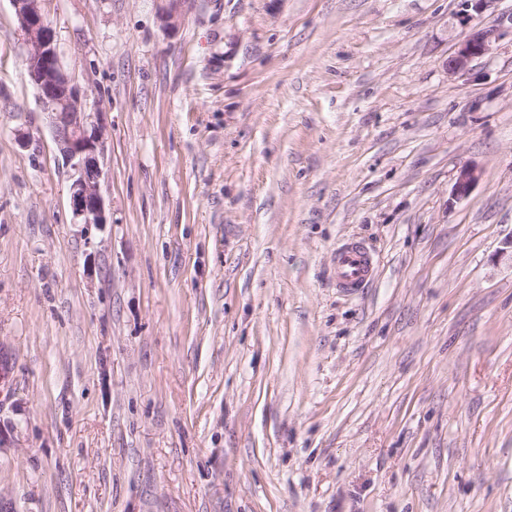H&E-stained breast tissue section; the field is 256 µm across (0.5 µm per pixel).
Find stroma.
Instances as JSON below:
<instances>
[{
	"label": "stroma",
	"instance_id": "35a3bbf8",
	"mask_svg": "<svg viewBox=\"0 0 512 512\" xmlns=\"http://www.w3.org/2000/svg\"><path fill=\"white\" fill-rule=\"evenodd\" d=\"M163 7L42 2L88 228L0 0V512H512V0ZM25 35V63L48 115L58 150L74 171L70 186L72 214L78 224H106L105 203L99 192L102 131L97 112L64 73L56 32L47 21L42 0H11ZM493 38L492 30L472 32L448 58V72L452 75L465 74L475 58L483 56L489 51ZM479 169L472 164L462 165L456 174L453 195L456 199L466 198L480 179ZM336 288L354 293L374 279L376 271L370 250L360 242H344L332 258Z\"/></svg>",
	"mask_w": 512,
	"mask_h": 512
}]
</instances>
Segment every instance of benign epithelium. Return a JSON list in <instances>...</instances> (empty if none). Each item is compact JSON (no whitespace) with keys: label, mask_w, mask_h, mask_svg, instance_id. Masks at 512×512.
<instances>
[{"label":"benign epithelium","mask_w":512,"mask_h":512,"mask_svg":"<svg viewBox=\"0 0 512 512\" xmlns=\"http://www.w3.org/2000/svg\"><path fill=\"white\" fill-rule=\"evenodd\" d=\"M42 0H12L18 23L25 35V63L48 115L58 150L73 170L70 186L72 214L79 224L106 223L105 203L99 192L102 131L98 113L88 111L86 98L64 73L58 54L56 32L47 21ZM167 26L188 7L191 0H166ZM491 30L472 32L448 58V72L465 74L471 62L491 47ZM480 179L479 169L462 165L456 174L453 195L467 197Z\"/></svg>","instance_id":"7a95c632"}]
</instances>
